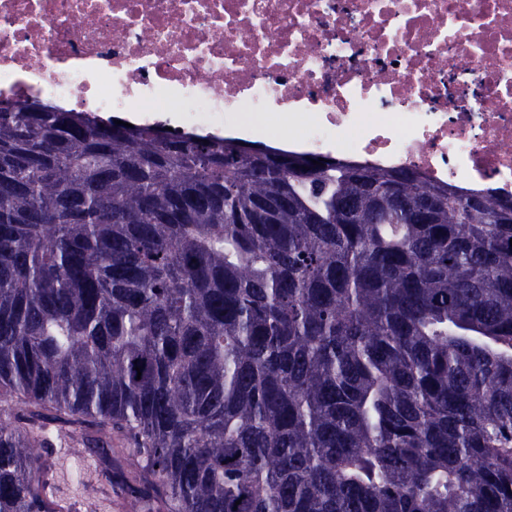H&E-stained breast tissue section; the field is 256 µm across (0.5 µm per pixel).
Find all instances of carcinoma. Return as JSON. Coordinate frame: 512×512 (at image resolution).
Wrapping results in <instances>:
<instances>
[{"label": "carcinoma", "instance_id": "1", "mask_svg": "<svg viewBox=\"0 0 512 512\" xmlns=\"http://www.w3.org/2000/svg\"><path fill=\"white\" fill-rule=\"evenodd\" d=\"M317 160L0 100V512L46 420L130 512H512V209Z\"/></svg>", "mask_w": 512, "mask_h": 512}]
</instances>
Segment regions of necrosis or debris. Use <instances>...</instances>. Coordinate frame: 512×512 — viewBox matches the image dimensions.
<instances>
[{
    "label": "necrosis or debris",
    "instance_id": "1",
    "mask_svg": "<svg viewBox=\"0 0 512 512\" xmlns=\"http://www.w3.org/2000/svg\"><path fill=\"white\" fill-rule=\"evenodd\" d=\"M512 195V0H0V97Z\"/></svg>",
    "mask_w": 512,
    "mask_h": 512
}]
</instances>
